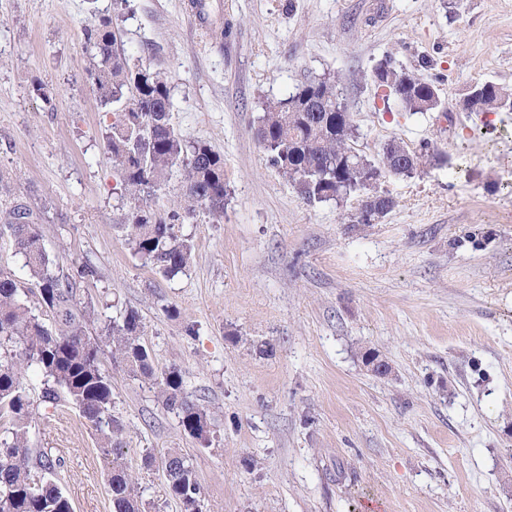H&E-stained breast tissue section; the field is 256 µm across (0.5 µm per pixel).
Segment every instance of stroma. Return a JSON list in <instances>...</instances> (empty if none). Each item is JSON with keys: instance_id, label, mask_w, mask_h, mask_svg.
<instances>
[{"instance_id": "35a3bbf8", "label": "stroma", "mask_w": 512, "mask_h": 512, "mask_svg": "<svg viewBox=\"0 0 512 512\" xmlns=\"http://www.w3.org/2000/svg\"><path fill=\"white\" fill-rule=\"evenodd\" d=\"M183 2L0 0V203L37 214L65 271L96 268L80 285L89 335L138 309L157 371L177 367L216 420L202 447L103 355L151 512H179L159 464L172 448L206 512H512V112L462 106L474 83L512 88V0H206L202 38ZM100 17L164 71L177 131L224 157V216L185 218L194 259L171 279L126 241L112 112L85 72L82 30ZM385 60L435 85L442 111L385 105ZM323 76L369 161L394 139L447 157L382 178L394 206L376 223H356L354 198L306 203L256 138L265 102ZM23 382L40 400L30 444L60 459L74 512H112L93 430L41 401L36 367Z\"/></svg>"}]
</instances>
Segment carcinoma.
<instances>
[{"label": "carcinoma", "mask_w": 512, "mask_h": 512, "mask_svg": "<svg viewBox=\"0 0 512 512\" xmlns=\"http://www.w3.org/2000/svg\"><path fill=\"white\" fill-rule=\"evenodd\" d=\"M85 42L93 60L88 77L104 105H114V119L106 135L114 170L131 200L127 214L128 240L143 264L164 277L183 272L193 259L194 243L178 234L185 217L202 210L220 220L224 216V158L202 142L186 144L171 122L172 101L164 73L151 64H130L116 48L112 22L101 19L85 29ZM375 68L374 82L383 87L402 76L398 107L421 111L423 95L435 86L403 68L395 73ZM337 80L308 79L285 99L266 104L256 136L270 161L308 203L336 199V166L349 156L352 180L348 196L367 192L360 171L379 167L351 146L354 133L337 121L343 107ZM480 112H512V90L487 81L481 83ZM181 175L176 208L156 212L143 196L164 189L174 174ZM3 227L11 232L15 252L25 259L38 301L51 314L48 326L26 304L27 292L13 274L0 269V512H73L69 498L56 481L57 461L29 446L28 432L34 402L22 383L27 364H36L45 377L42 399L55 404L64 398L74 404L98 433L102 447L110 448L123 431L115 414L112 381L102 371L104 347H111L112 362L129 376L150 382L163 405L175 412L184 431L202 446L212 424L208 410L184 391L180 371L172 367L157 373L149 349L141 341L144 324L139 311L128 308L112 320L100 338L87 334L90 310L75 288L76 281L95 278L90 265L77 267L72 276L62 272L59 256L44 243L37 216L23 204L0 212ZM167 493L180 512H202V488L191 459L177 449L162 460ZM43 475L40 486L34 478ZM112 512H147L135 490L131 473L115 461L107 474Z\"/></svg>", "instance_id": "1"}]
</instances>
